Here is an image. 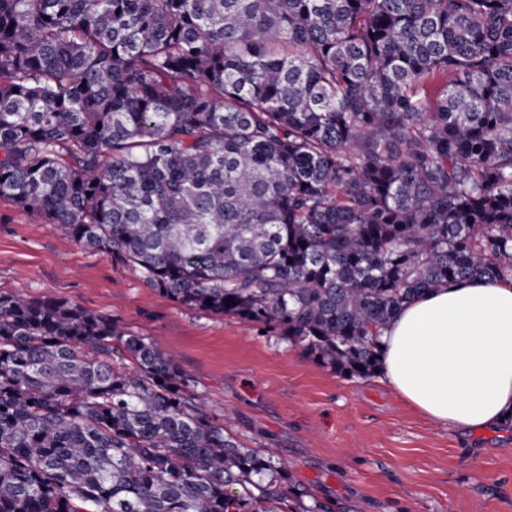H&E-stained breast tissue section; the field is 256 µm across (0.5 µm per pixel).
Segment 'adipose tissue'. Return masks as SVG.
I'll return each mask as SVG.
<instances>
[{
	"label": "adipose tissue",
	"instance_id": "ef3b65f1",
	"mask_svg": "<svg viewBox=\"0 0 512 512\" xmlns=\"http://www.w3.org/2000/svg\"><path fill=\"white\" fill-rule=\"evenodd\" d=\"M383 339L381 379L434 423L484 427L512 416V284L426 292Z\"/></svg>",
	"mask_w": 512,
	"mask_h": 512
}]
</instances>
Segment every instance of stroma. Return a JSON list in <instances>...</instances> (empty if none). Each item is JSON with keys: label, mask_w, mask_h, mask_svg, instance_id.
<instances>
[{"label": "stroma", "mask_w": 512, "mask_h": 512, "mask_svg": "<svg viewBox=\"0 0 512 512\" xmlns=\"http://www.w3.org/2000/svg\"><path fill=\"white\" fill-rule=\"evenodd\" d=\"M0 293L112 316L175 353L211 419L279 461L290 512H512V421L448 428L380 377L163 297L130 266L0 200Z\"/></svg>", "instance_id": "35a3bbf8"}]
</instances>
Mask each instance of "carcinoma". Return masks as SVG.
<instances>
[{
    "instance_id": "obj_1",
    "label": "carcinoma",
    "mask_w": 512,
    "mask_h": 512,
    "mask_svg": "<svg viewBox=\"0 0 512 512\" xmlns=\"http://www.w3.org/2000/svg\"><path fill=\"white\" fill-rule=\"evenodd\" d=\"M0 199L372 377L407 304L512 281V0H0ZM280 474L172 354L0 294V512H276Z\"/></svg>"
}]
</instances>
